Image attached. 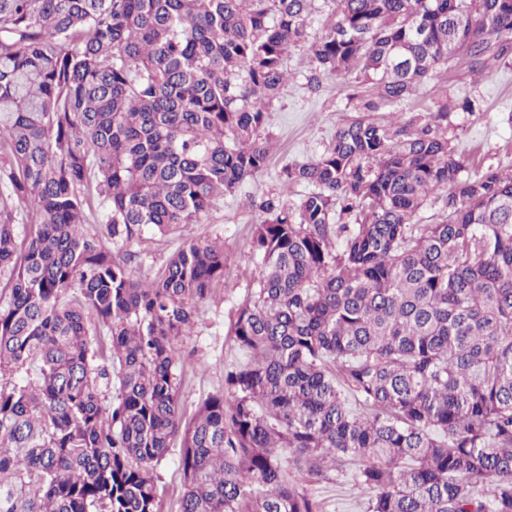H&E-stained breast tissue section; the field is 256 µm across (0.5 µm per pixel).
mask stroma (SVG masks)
Segmentation results:
<instances>
[{"instance_id":"1","label":"stroma","mask_w":512,"mask_h":512,"mask_svg":"<svg viewBox=\"0 0 512 512\" xmlns=\"http://www.w3.org/2000/svg\"><path fill=\"white\" fill-rule=\"evenodd\" d=\"M287 68L288 83L270 114L272 155L267 168L218 200L199 223L189 227L186 235L161 237L147 233L129 245L136 255L131 270L134 276L142 278L162 264L185 239L204 242L217 238L224 243V279L216 286L218 298L199 305L193 334L184 341L187 357L178 401L186 416L208 393L223 386L225 367L242 359L229 327L232 313L245 298L258 264L251 241L261 213L252 208V201L277 194L281 166L320 155L346 117V86L329 79L318 92L308 89L310 60L305 49L292 52ZM456 95L474 96L482 103L481 112H455L450 116L456 143L467 156L470 171L512 167V63L478 82L459 86ZM157 473L159 512H176L183 492L178 450L167 454ZM305 490L319 501L323 512H364L366 508V497L359 495L347 472L335 474L329 481L307 483Z\"/></svg>"}]
</instances>
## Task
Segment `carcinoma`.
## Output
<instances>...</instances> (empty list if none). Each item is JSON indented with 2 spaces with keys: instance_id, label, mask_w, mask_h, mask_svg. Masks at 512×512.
<instances>
[{
  "instance_id": "1",
  "label": "carcinoma",
  "mask_w": 512,
  "mask_h": 512,
  "mask_svg": "<svg viewBox=\"0 0 512 512\" xmlns=\"http://www.w3.org/2000/svg\"><path fill=\"white\" fill-rule=\"evenodd\" d=\"M315 2L0 0V512H158L176 441L178 512H321L299 483L345 468L366 512H512V172L448 134L482 111L451 88L512 58V0H322L318 35ZM300 46L352 116L260 204L246 361L186 418L224 246L138 279L103 239L180 235L267 168ZM159 475V512H177L183 492V473L179 462V442L157 466Z\"/></svg>"
}]
</instances>
